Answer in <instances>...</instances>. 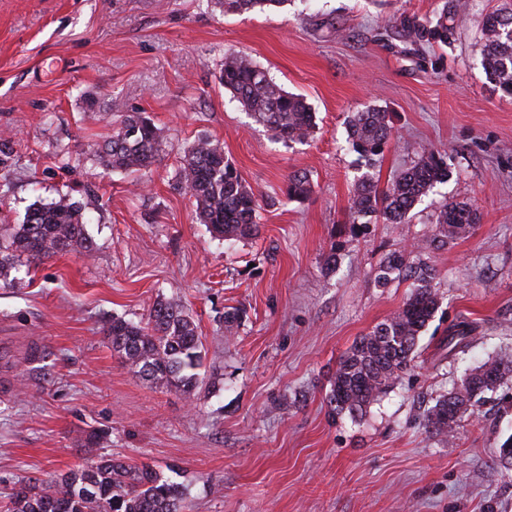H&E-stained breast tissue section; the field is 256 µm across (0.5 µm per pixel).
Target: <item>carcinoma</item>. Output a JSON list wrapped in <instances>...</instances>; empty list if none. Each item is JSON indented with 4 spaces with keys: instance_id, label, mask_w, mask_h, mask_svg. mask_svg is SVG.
<instances>
[{
    "instance_id": "cac0c4a2",
    "label": "carcinoma",
    "mask_w": 512,
    "mask_h": 512,
    "mask_svg": "<svg viewBox=\"0 0 512 512\" xmlns=\"http://www.w3.org/2000/svg\"><path fill=\"white\" fill-rule=\"evenodd\" d=\"M286 0H213L224 14L272 9ZM467 6L465 0H444L434 18L422 23L403 20L410 37L422 42L448 44L452 15ZM481 65L487 79L512 98V10L488 14L482 29ZM224 85L254 121L268 127L285 143L304 142L316 127L311 106L270 78L250 56L233 52L224 58L219 74ZM389 113L368 108L353 114L349 141L367 161L383 154L391 137ZM163 151L155 124L141 112L121 115L118 129L99 154V163L131 173L150 168ZM181 187L194 199L202 223L216 235L235 240L258 231L259 196L242 178L224 149L208 138L190 145L176 173ZM448 176L445 157L425 152L386 188L373 179L358 180L352 199V220L376 215L386 224L404 222L430 187ZM313 192L305 173L289 176L287 201H303ZM479 223L477 211L465 202L441 205L433 241L445 246L469 234ZM79 251L90 255L94 245L86 232L82 213L67 199L32 207L22 224H0V278L7 277L12 260L26 256L34 261ZM434 268L414 252H393L379 265L376 279L385 287L395 280L410 282V294L390 317L356 341L341 359L326 398L333 417L361 415L411 367L422 332L439 307L433 288ZM470 324L461 321L446 336L448 353L468 346ZM105 336L125 366L155 384L173 386L188 397L199 383L201 341L184 306L159 300L146 323L115 317ZM512 379V354L491 358L466 374L425 413L428 429L451 437L461 421L475 413L481 395ZM8 512H186L181 486L148 465L120 458L101 457L50 482L32 477L15 489Z\"/></svg>"
}]
</instances>
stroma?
Listing matches in <instances>:
<instances>
[{"instance_id": "obj_1", "label": "stroma", "mask_w": 512, "mask_h": 512, "mask_svg": "<svg viewBox=\"0 0 512 512\" xmlns=\"http://www.w3.org/2000/svg\"><path fill=\"white\" fill-rule=\"evenodd\" d=\"M505 0H472L448 45L415 42L400 17L441 0H286L274 12L222 14L208 0H0V224L67 198L92 256L16 261L0 286V503L27 478L56 479L122 455L158 469L190 512H512V380L485 394L454 438L424 415L465 371L512 353V100L480 65L481 24ZM244 52L316 113L305 143L257 124L218 80ZM391 115L383 156L366 166L346 119ZM125 112H142L167 147L142 175L104 170L95 152ZM218 142L260 195L257 236L225 241L179 188V157ZM445 153L403 224L350 221L354 185L386 187L427 151ZM304 172L314 192L284 197ZM466 201L475 231L444 248L439 207ZM419 246L439 308L417 356L358 417H329L342 356L410 292L379 287L392 252ZM174 299L203 344L194 397L131 373L104 337L112 318H146ZM244 312L234 336L224 314ZM465 352L443 344L459 321ZM94 430L107 434L90 445Z\"/></svg>"}]
</instances>
